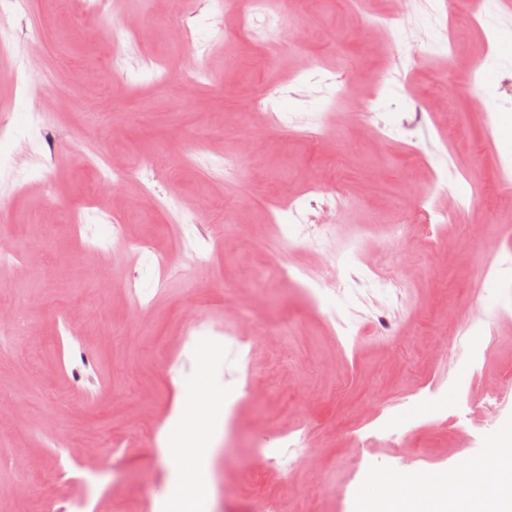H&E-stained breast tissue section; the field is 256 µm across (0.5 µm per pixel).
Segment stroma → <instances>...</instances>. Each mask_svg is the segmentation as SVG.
I'll list each match as a JSON object with an SVG mask.
<instances>
[{
	"instance_id": "1",
	"label": "stroma",
	"mask_w": 512,
	"mask_h": 512,
	"mask_svg": "<svg viewBox=\"0 0 512 512\" xmlns=\"http://www.w3.org/2000/svg\"><path fill=\"white\" fill-rule=\"evenodd\" d=\"M130 12L140 32L116 68L112 30ZM82 21L101 31L97 44L74 38ZM7 23L17 36L0 49V240L43 258L0 265V305L19 311L0 334V512H57L81 494L91 455L126 463L97 512H150L175 485L153 431L176 402L228 387L235 425L209 462L214 512H265L273 498L280 512H354L373 474L459 467L512 424V69L491 81L477 69L502 56V33L449 8L422 14L420 63L399 86L387 78L391 49L407 44L393 0L361 13L352 0H281L258 21L248 5L219 14L209 0H112L103 13L30 0ZM185 24L206 78L180 112L171 30ZM283 25L301 28L313 70L298 73L276 38ZM447 32L453 59L439 46ZM32 35L45 47L37 74L20 64ZM112 80L125 97H110ZM261 90L256 153L219 131ZM37 112L58 120L34 131ZM233 152L242 165L228 179L215 163ZM103 153L150 165L154 204L135 206L140 179L102 177ZM427 189L440 208L468 201L436 246L416 225ZM335 195L348 204L334 234L310 241L318 201ZM194 199L198 220L181 222ZM389 223L401 242L378 232ZM331 253L348 276L319 302L277 274L285 264L318 277ZM217 326L254 338L219 350L202 335ZM387 418L411 424L371 437ZM286 445L292 466L262 481L259 449Z\"/></svg>"
}]
</instances>
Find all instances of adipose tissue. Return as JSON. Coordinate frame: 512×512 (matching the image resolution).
Instances as JSON below:
<instances>
[{
	"instance_id": "1",
	"label": "adipose tissue",
	"mask_w": 512,
	"mask_h": 512,
	"mask_svg": "<svg viewBox=\"0 0 512 512\" xmlns=\"http://www.w3.org/2000/svg\"><path fill=\"white\" fill-rule=\"evenodd\" d=\"M224 407L223 395H206L177 406L170 419L162 453L179 476L177 512H196ZM372 482L373 492L357 500L355 512H512V428L462 468L418 471L404 482L379 472Z\"/></svg>"
}]
</instances>
